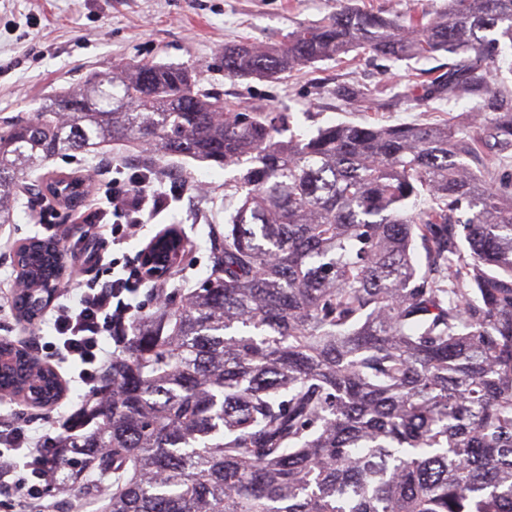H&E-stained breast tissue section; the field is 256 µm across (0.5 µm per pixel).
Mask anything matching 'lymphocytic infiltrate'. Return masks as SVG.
Segmentation results:
<instances>
[{
	"label": "lymphocytic infiltrate",
	"instance_id": "1",
	"mask_svg": "<svg viewBox=\"0 0 512 512\" xmlns=\"http://www.w3.org/2000/svg\"><path fill=\"white\" fill-rule=\"evenodd\" d=\"M138 183L112 179L106 200L123 223L113 225L115 241H123L144 224ZM139 286L131 278L113 275L103 284L86 281L75 288V302L57 306L47 317L54 332L47 348L57 365L67 366L74 381L97 389L112 365L103 337L119 339L139 311ZM50 461L38 440L22 428L0 430V489L8 490L24 512H38L43 483L51 480Z\"/></svg>",
	"mask_w": 512,
	"mask_h": 512
}]
</instances>
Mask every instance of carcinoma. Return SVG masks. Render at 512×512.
<instances>
[{
    "label": "carcinoma",
    "instance_id": "1",
    "mask_svg": "<svg viewBox=\"0 0 512 512\" xmlns=\"http://www.w3.org/2000/svg\"><path fill=\"white\" fill-rule=\"evenodd\" d=\"M494 32L496 37L488 38ZM512 0L390 14L336 0L277 46L224 47V73L279 79L362 48L446 53L421 101L471 97L448 124L290 132L284 112L224 111L185 65L129 63L47 98L0 134V224L24 180L114 141L239 167L210 228L211 267L132 324L94 426L50 444L60 486L104 512H512ZM179 249L175 233L153 243ZM52 238L19 257L27 293L55 274ZM0 389L35 358L0 338Z\"/></svg>",
    "mask_w": 512,
    "mask_h": 512
}]
</instances>
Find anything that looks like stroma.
<instances>
[{
  "label": "stroma",
  "mask_w": 512,
  "mask_h": 512,
  "mask_svg": "<svg viewBox=\"0 0 512 512\" xmlns=\"http://www.w3.org/2000/svg\"><path fill=\"white\" fill-rule=\"evenodd\" d=\"M335 8L336 0H0V118L32 115L54 92L78 88L90 73L133 60L195 67L226 107L286 112L292 125L307 133L339 122L454 125L471 109L470 98L424 103L410 97L429 70L446 64L443 55L393 62L357 51L353 64L323 60L282 82L225 75V45L279 44L298 25L322 20ZM353 87L370 88L372 95L362 104L348 103L344 93ZM110 165L120 168L124 179L138 170L149 172L147 195L161 201L139 233L120 245L113 244L111 230L122 218L105 198ZM48 167L65 173L98 171L95 200L70 212L48 203L38 188L21 194L13 223L0 227V337L27 342L40 357L50 339L43 321H20L13 308L14 251L33 236H54L68 250L74 258L67 274L71 281L86 269L87 254L100 251L104 261L97 276L105 282L112 278L115 258L127 275L138 278L139 252L161 230L174 227L191 245V261L165 281V291L195 287L208 276L207 227L223 223L224 202L234 191L238 169L121 144L102 154L59 156ZM91 398L87 387L71 382L64 397L48 407L0 401V425L54 438L58 426Z\"/></svg>",
  "instance_id": "obj_1"
}]
</instances>
